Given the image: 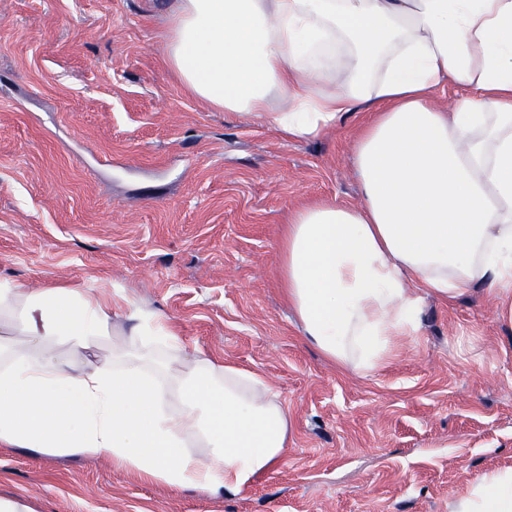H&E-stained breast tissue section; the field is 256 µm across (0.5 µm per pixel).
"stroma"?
I'll return each instance as SVG.
<instances>
[{
	"mask_svg": "<svg viewBox=\"0 0 512 512\" xmlns=\"http://www.w3.org/2000/svg\"><path fill=\"white\" fill-rule=\"evenodd\" d=\"M177 0H0V279L108 285L188 350L260 373L283 462L246 492H176L105 455L0 445L28 512H452L512 467V333L479 293L421 302V334L359 377L306 344L279 280L291 213L359 201L354 135L313 142L192 95L165 43Z\"/></svg>",
	"mask_w": 512,
	"mask_h": 512,
	"instance_id": "stroma-1",
	"label": "stroma"
}]
</instances>
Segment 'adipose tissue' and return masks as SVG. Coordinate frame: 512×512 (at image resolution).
<instances>
[{
  "label": "adipose tissue",
  "instance_id": "obj_1",
  "mask_svg": "<svg viewBox=\"0 0 512 512\" xmlns=\"http://www.w3.org/2000/svg\"><path fill=\"white\" fill-rule=\"evenodd\" d=\"M166 52L197 98L292 140L372 113L358 205L301 208L279 243L288 305L327 360L384 367L419 334L426 294L483 289L512 331V0H179ZM450 83L464 94L439 107ZM106 338L80 369L54 353ZM288 430L260 374L188 352L160 315L0 280V444L240 493L283 461ZM454 512H512V468L477 475Z\"/></svg>",
  "mask_w": 512,
  "mask_h": 512
}]
</instances>
